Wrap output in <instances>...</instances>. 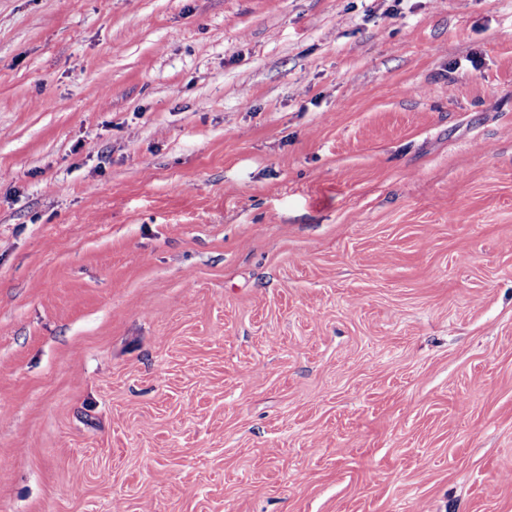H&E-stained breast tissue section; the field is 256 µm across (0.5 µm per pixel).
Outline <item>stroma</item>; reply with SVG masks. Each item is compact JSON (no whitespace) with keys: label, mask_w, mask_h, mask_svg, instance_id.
Returning <instances> with one entry per match:
<instances>
[{"label":"stroma","mask_w":512,"mask_h":512,"mask_svg":"<svg viewBox=\"0 0 512 512\" xmlns=\"http://www.w3.org/2000/svg\"><path fill=\"white\" fill-rule=\"evenodd\" d=\"M0 512H512V0H0Z\"/></svg>","instance_id":"35a3bbf8"}]
</instances>
